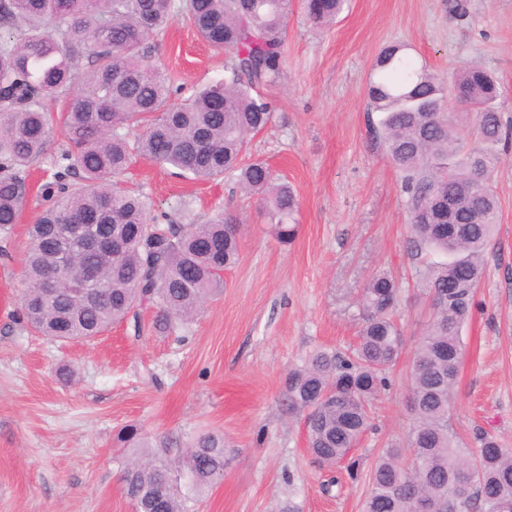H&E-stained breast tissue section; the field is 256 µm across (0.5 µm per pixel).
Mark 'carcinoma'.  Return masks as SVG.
<instances>
[{
  "label": "carcinoma",
  "instance_id": "cac0c4a2",
  "mask_svg": "<svg viewBox=\"0 0 512 512\" xmlns=\"http://www.w3.org/2000/svg\"><path fill=\"white\" fill-rule=\"evenodd\" d=\"M346 3L304 0V8L326 28ZM291 11L292 0H0V231L17 223L28 202L32 165H49L24 258L21 309L29 327L83 340L152 308V329L165 335L186 328L223 291L224 271L238 258L239 217L175 224L155 214L145 193L117 187L134 155L182 178L235 176L277 240H293V188L248 156L249 137L274 115L259 88L282 77ZM175 12L229 53L224 78L177 104L171 76L148 60L146 46ZM450 90L472 112V124L448 111ZM367 95L378 114L375 132L402 177L413 248L445 260L432 264L426 279L432 301L410 373L413 424L403 443L379 455L363 512H455L463 490L466 512H512V448L487 434L465 448L448 420L461 331L497 224L493 173L509 141L501 89L477 64L441 75L390 45L373 62ZM220 96L222 111L213 105ZM60 102L56 116L51 109ZM56 121L66 146L48 157ZM134 127L141 132L133 137ZM66 224H85L121 248L110 255L73 248L61 270L57 246ZM89 269L101 294L77 303L68 288ZM50 281L56 291L47 296L42 288ZM398 292L391 276L374 274L360 296L356 344L318 349L288 372V408L305 414L307 447L320 467L348 459L369 428L371 401L389 386L403 350L393 318ZM118 440L130 452L122 492L141 512H192V493L224 470L227 444L218 434H199L175 449L149 443L131 426ZM157 487L164 488L158 498L151 496Z\"/></svg>",
  "mask_w": 512,
  "mask_h": 512
}]
</instances>
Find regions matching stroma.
Listing matches in <instances>:
<instances>
[{
	"label": "stroma",
	"mask_w": 512,
	"mask_h": 512,
	"mask_svg": "<svg viewBox=\"0 0 512 512\" xmlns=\"http://www.w3.org/2000/svg\"><path fill=\"white\" fill-rule=\"evenodd\" d=\"M392 43L438 73L480 64L504 88L502 117L512 120V0H467L463 16L449 13L448 0H349L324 29L294 7L283 77L261 89L274 119L250 141L251 155L296 191L291 243L271 236L261 206L232 176L186 180L138 157L122 178L176 223L226 211L243 222L223 292L181 337L134 339L129 319L90 341L30 331L20 298L37 204L0 234V512H132L117 440L128 425L151 441L184 443L206 432L230 441L222 478L196 495L194 512H279L289 502L300 512H362L378 456L412 424L409 374L430 316L425 276L435 260L411 249L401 176L371 129V65ZM149 56L171 76L176 103L223 78L228 59L178 15L150 39ZM495 191L497 227L462 329L450 423L465 443L484 431L512 447V149L501 156ZM379 271L399 286L403 353L373 402L372 430L351 454L355 473L321 468L308 453L303 417L286 405L285 377L313 351L355 341L357 299ZM333 478L340 487L324 494Z\"/></svg>",
	"instance_id": "stroma-1"
}]
</instances>
